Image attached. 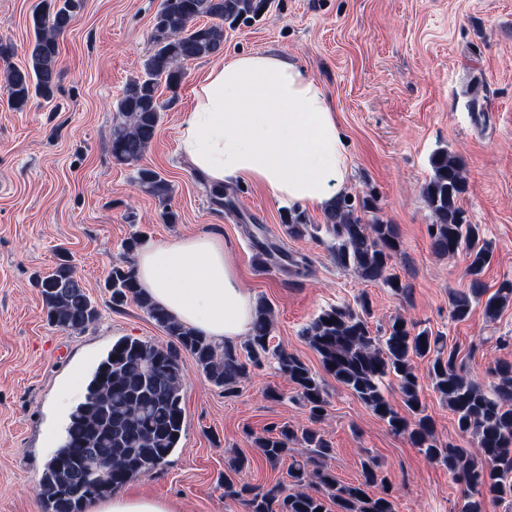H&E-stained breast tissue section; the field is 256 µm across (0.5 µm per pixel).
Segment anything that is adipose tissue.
Listing matches in <instances>:
<instances>
[{
  "mask_svg": "<svg viewBox=\"0 0 512 512\" xmlns=\"http://www.w3.org/2000/svg\"><path fill=\"white\" fill-rule=\"evenodd\" d=\"M179 149L209 184L266 188L282 204L326 210L347 175L345 140L323 86L288 58L244 53L214 65L195 92ZM222 237L197 234L142 248L134 271L159 307L197 333L229 343L255 309ZM85 512H175L171 502L117 491Z\"/></svg>",
  "mask_w": 512,
  "mask_h": 512,
  "instance_id": "obj_1",
  "label": "adipose tissue"
}]
</instances>
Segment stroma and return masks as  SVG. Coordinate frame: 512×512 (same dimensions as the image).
<instances>
[{"instance_id": "1", "label": "stroma", "mask_w": 512, "mask_h": 512, "mask_svg": "<svg viewBox=\"0 0 512 512\" xmlns=\"http://www.w3.org/2000/svg\"><path fill=\"white\" fill-rule=\"evenodd\" d=\"M39 0H0V40L27 61L31 15ZM162 0H83L59 38L60 78L52 103L32 100L11 109L0 90V512H44L37 485L62 444L83 384L113 342L123 337L169 344L170 338L136 303L113 308L104 283L132 234L163 243L201 232L223 236L241 285L275 313L272 345L322 370L301 330L322 310L367 297L371 327L403 315L418 328L446 336L458 360L483 389L490 367L512 363V306L488 319L483 302L469 318L452 320V293L468 290L464 257H437L422 188L441 149L459 155L468 189L460 206L483 225L492 258L482 280L487 292L512 281V0H272L254 20L224 30V55L288 56L324 87L336 107L347 148L346 195L369 198L370 218L395 225L402 250L391 273L410 286L399 298L336 265L323 213L305 209L313 229L289 237L283 206L254 186L230 184L223 198L183 160L182 120L213 64L188 63L173 105L142 163L172 185L176 223L140 191L132 168L110 153L116 105L151 48ZM288 253L306 257L300 275L275 262L259 263L254 227ZM68 254L95 302L97 320L84 332L48 324L35 279ZM184 432L161 468L126 483V490L172 502L177 512H245L224 496L228 459L246 456L237 481L267 487L287 481L288 466L269 465L253 439L274 423L308 424L296 391L275 364L248 367L234 395H225L182 353ZM423 376L421 399L441 443L470 445L446 403ZM328 406L317 427L332 447L326 467L344 483L360 479L374 459L390 487L396 512H460L462 492L446 468L427 461L407 439L331 376L323 378Z\"/></svg>"}]
</instances>
